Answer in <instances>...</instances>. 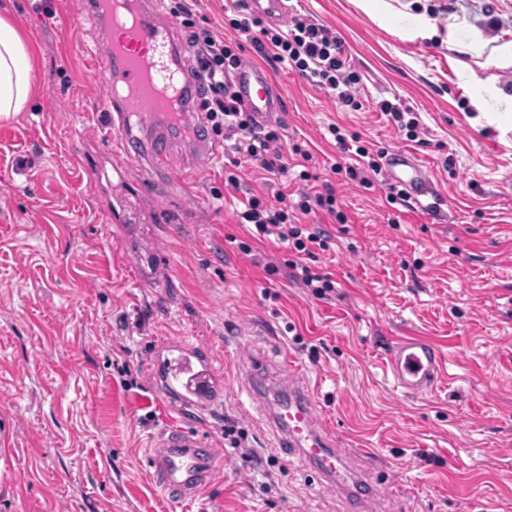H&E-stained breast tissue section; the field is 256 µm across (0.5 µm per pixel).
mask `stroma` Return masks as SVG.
Returning a JSON list of instances; mask_svg holds the SVG:
<instances>
[{"mask_svg":"<svg viewBox=\"0 0 512 512\" xmlns=\"http://www.w3.org/2000/svg\"><path fill=\"white\" fill-rule=\"evenodd\" d=\"M378 2L387 22L359 0H288L289 12L342 39L362 77L361 110L267 64L286 93L278 122L347 216L316 218L333 240L314 266L335 283L318 299L276 246L249 256L235 245L253 230L235 217L241 192L268 188L255 165L225 155L188 189L153 181L169 232L113 223L86 174L107 130L96 27L72 35L81 0H0L37 85L23 112L0 118V512H348L334 485L277 448L242 392L247 356L273 373L290 361L304 371L322 425L350 464L373 453L402 512H473L476 502L480 512H512V0ZM189 3L198 24L247 46L248 34L229 25L231 0ZM423 17L436 24L432 37L415 32ZM245 59L264 62L248 46ZM397 98L414 110L415 139L376 107ZM333 126L368 149L415 154L435 206L390 203L380 174L369 189L334 174L346 157ZM231 169L236 190L224 184ZM143 245L167 265L151 288L134 261ZM402 336L443 354L426 395H401L386 370L385 350ZM170 338L211 350L224 381L212 411L183 410L155 386L151 356ZM228 416L248 431L254 462L224 447ZM178 428L223 447L221 478L180 502L146 468L153 439ZM265 471L272 490L261 495Z\"/></svg>","mask_w":512,"mask_h":512,"instance_id":"stroma-1","label":"stroma"}]
</instances>
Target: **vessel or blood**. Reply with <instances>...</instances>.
<instances>
[{
	"instance_id": "b4317fda",
	"label": "vessel or blood",
	"mask_w": 512,
	"mask_h": 512,
	"mask_svg": "<svg viewBox=\"0 0 512 512\" xmlns=\"http://www.w3.org/2000/svg\"><path fill=\"white\" fill-rule=\"evenodd\" d=\"M133 11L122 22L111 17L112 0H86L83 18L103 25L97 53L110 60L102 81L110 92L106 103L108 126L123 149L124 157L112 165H99L88 174L96 186H111L104 207L117 224L155 223V210L145 182L131 178L127 160H145L149 167L164 169L177 144L191 142L201 163L218 151L213 141L196 136V116L201 91L190 68L178 61L185 45L161 0H130ZM249 12L268 23L281 22L288 12L287 0H246ZM235 89L247 111L266 121L282 109L284 94L269 72L246 63L234 74ZM383 166L390 184L414 201L433 197V181L416 157L396 150L387 153ZM172 353L158 366V377L176 406L202 412L212 410L224 396V384L212 365L209 350H185L171 341ZM386 366L402 394L417 397L431 392L442 377L438 347L423 338L406 336L393 342L385 353ZM248 395L257 384L272 382L273 400L264 403L261 416L278 436L283 454L298 457L318 481L336 483L350 512H374L383 487L370 477V468L347 471V456L337 448L333 435L319 421V411L304 375L288 369L270 376L260 359L249 360ZM220 451L202 433L185 429L157 436L146 461L155 484L177 499L195 496L201 487L220 475L216 465Z\"/></svg>"
}]
</instances>
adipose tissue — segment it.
I'll return each mask as SVG.
<instances>
[{
	"label": "adipose tissue",
	"instance_id": "adipose-tissue-1",
	"mask_svg": "<svg viewBox=\"0 0 512 512\" xmlns=\"http://www.w3.org/2000/svg\"><path fill=\"white\" fill-rule=\"evenodd\" d=\"M32 93L28 44L9 22L0 18V116L22 111Z\"/></svg>",
	"mask_w": 512,
	"mask_h": 512
}]
</instances>
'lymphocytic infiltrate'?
Segmentation results:
<instances>
[{
  "label": "lymphocytic infiltrate",
  "mask_w": 512,
  "mask_h": 512,
  "mask_svg": "<svg viewBox=\"0 0 512 512\" xmlns=\"http://www.w3.org/2000/svg\"><path fill=\"white\" fill-rule=\"evenodd\" d=\"M237 15L233 28L248 33L258 53L272 54L276 62L308 80L312 85L331 91L339 104L359 108L357 96L360 76L346 67L342 58L340 38L331 29L303 16L292 15L286 28L260 26L258 19L249 17L244 0H235ZM170 14L184 29L186 45L192 60V71L204 89L201 109L214 136L220 137L225 149L239 159L258 162L271 175L286 174L287 166L280 151L285 140L283 126L259 124L252 113L244 111L234 90L232 76L243 60V47L217 37L213 31L197 24L187 0H171ZM332 135L340 152L354 153L360 166H336L335 174L369 186V173L381 169L380 155H374L361 146L354 134L332 128ZM325 212L334 215L337 223H346L347 217L336 209V192L331 184L315 191L301 193L297 204H289L284 192H276L274 201L260 197L246 199L239 214L241 223L253 225L260 241H267L292 251L288 265L300 282L314 297L321 298L333 291L329 276L317 273L309 261L317 252L329 250L330 235L307 224L295 221L296 214Z\"/></svg>",
  "instance_id": "obj_1"
}]
</instances>
